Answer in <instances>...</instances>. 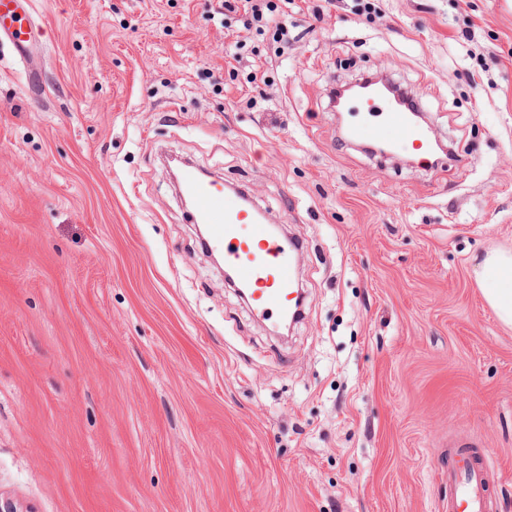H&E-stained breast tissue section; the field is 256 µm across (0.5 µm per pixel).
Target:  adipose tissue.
I'll return each mask as SVG.
<instances>
[{
  "mask_svg": "<svg viewBox=\"0 0 512 512\" xmlns=\"http://www.w3.org/2000/svg\"><path fill=\"white\" fill-rule=\"evenodd\" d=\"M475 271L487 305L501 324L512 327V249L487 251Z\"/></svg>",
  "mask_w": 512,
  "mask_h": 512,
  "instance_id": "1",
  "label": "adipose tissue"
}]
</instances>
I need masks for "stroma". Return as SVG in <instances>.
Segmentation results:
<instances>
[{"mask_svg":"<svg viewBox=\"0 0 512 512\" xmlns=\"http://www.w3.org/2000/svg\"><path fill=\"white\" fill-rule=\"evenodd\" d=\"M322 2L289 8L286 46L219 0H30L42 50L0 43V496L21 512H447L452 453L489 459L512 512V329L473 268L512 247V0ZM379 67L452 159L341 144L330 92ZM166 152L297 239L288 341L206 257Z\"/></svg>","mask_w":512,"mask_h":512,"instance_id":"stroma-1","label":"stroma"}]
</instances>
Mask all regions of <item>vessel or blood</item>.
<instances>
[{
  "label": "vessel or blood",
  "instance_id": "1",
  "mask_svg": "<svg viewBox=\"0 0 512 512\" xmlns=\"http://www.w3.org/2000/svg\"><path fill=\"white\" fill-rule=\"evenodd\" d=\"M35 39L25 0H0V41L10 43L23 56ZM365 110L366 117L348 126V140L428 152L430 132L411 121L408 107L374 98L366 102ZM182 184L193 199L198 219L208 226V247L223 256L238 284L249 289L256 315L270 319L287 314L295 289L291 248L244 206L239 193L201 178L192 167L184 170ZM486 468L485 462L470 457L449 461L448 512H487Z\"/></svg>",
  "mask_w": 512,
  "mask_h": 512
}]
</instances>
